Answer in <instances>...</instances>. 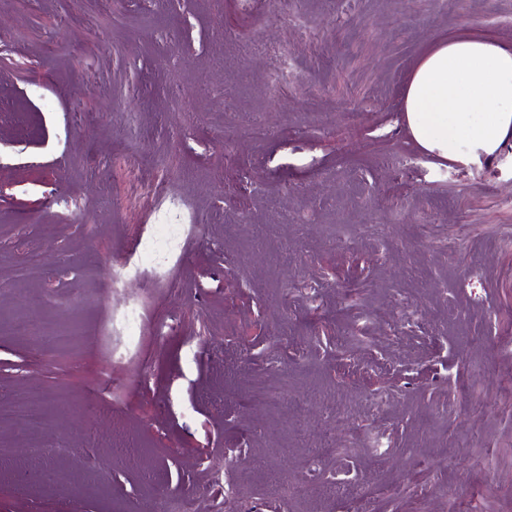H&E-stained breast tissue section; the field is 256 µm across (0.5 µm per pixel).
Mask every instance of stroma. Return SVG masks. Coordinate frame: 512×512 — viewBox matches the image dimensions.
I'll list each match as a JSON object with an SVG mask.
<instances>
[{"label":"stroma","instance_id":"35a3bbf8","mask_svg":"<svg viewBox=\"0 0 512 512\" xmlns=\"http://www.w3.org/2000/svg\"><path fill=\"white\" fill-rule=\"evenodd\" d=\"M454 36L512 49V0H0V319L81 338L0 335L51 416L0 427V512H512V147L440 162L399 108ZM172 198L167 280L101 288ZM142 325V311L137 303L130 304L125 307L120 319L119 330L122 336L133 340L140 335Z\"/></svg>","mask_w":512,"mask_h":512}]
</instances>
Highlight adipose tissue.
Segmentation results:
<instances>
[{
    "mask_svg": "<svg viewBox=\"0 0 512 512\" xmlns=\"http://www.w3.org/2000/svg\"><path fill=\"white\" fill-rule=\"evenodd\" d=\"M399 108L415 146L482 164L512 139V50L488 38L438 42L413 65Z\"/></svg>",
    "mask_w": 512,
    "mask_h": 512,
    "instance_id": "ef3b65f1",
    "label": "adipose tissue"
}]
</instances>
